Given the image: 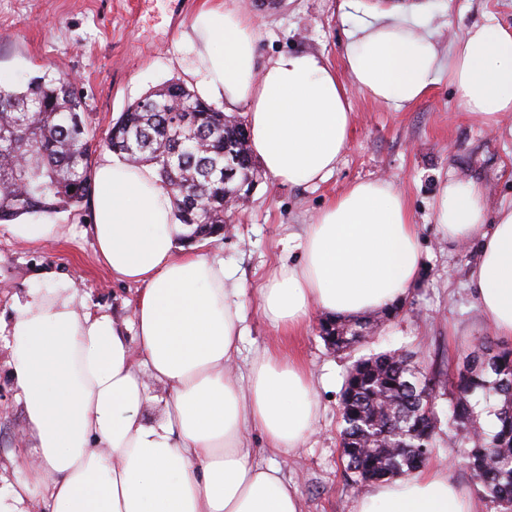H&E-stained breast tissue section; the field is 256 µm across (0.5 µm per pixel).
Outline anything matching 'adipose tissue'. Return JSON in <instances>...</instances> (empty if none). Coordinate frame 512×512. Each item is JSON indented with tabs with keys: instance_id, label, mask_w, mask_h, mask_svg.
<instances>
[{
	"instance_id": "obj_1",
	"label": "adipose tissue",
	"mask_w": 512,
	"mask_h": 512,
	"mask_svg": "<svg viewBox=\"0 0 512 512\" xmlns=\"http://www.w3.org/2000/svg\"><path fill=\"white\" fill-rule=\"evenodd\" d=\"M345 75L321 54L257 61V23L239 0H206L181 35L176 60L197 95L244 107L250 148L276 183L326 180L348 144L351 97L400 111L447 74L460 115L491 126L512 112V27L488 16L449 61L415 12L342 0ZM90 207L96 254L118 281L137 284L130 319L94 313L67 279L27 291L0 332L28 442L12 460L0 512L39 496L46 512H301L297 484L257 461L293 453L314 428L311 376L264 352L247 384L226 369L239 353L246 288L223 259L176 245L174 200L154 168L99 155ZM449 242L478 239L470 284L484 319L512 338V206L490 211L474 180H450L435 203ZM423 269L419 230L405 196L386 180L349 185L305 229L303 259L284 264L259 306L281 335L312 311L356 317L406 300ZM169 390L147 419L148 381ZM468 493L430 467L363 494L354 512H470Z\"/></svg>"
}]
</instances>
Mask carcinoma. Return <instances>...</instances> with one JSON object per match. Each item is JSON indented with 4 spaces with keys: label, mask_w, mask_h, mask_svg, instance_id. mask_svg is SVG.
<instances>
[{
    "label": "carcinoma",
    "mask_w": 512,
    "mask_h": 512,
    "mask_svg": "<svg viewBox=\"0 0 512 512\" xmlns=\"http://www.w3.org/2000/svg\"><path fill=\"white\" fill-rule=\"evenodd\" d=\"M181 111H173L174 105ZM68 76L33 77L0 84V223L23 215L79 211L92 191L94 136ZM105 147L124 161L156 168L171 193L187 238L204 241L224 232V197L253 185L254 160L246 123L171 81L129 105L112 123ZM234 165L236 183L224 184ZM324 319L321 338L336 349L361 343V332L387 322ZM449 396L448 428L466 430L458 462L480 485L479 500L496 512H512V347L492 348L481 338L455 367H427L413 352L388 351L359 359L342 390L340 447L353 485L414 474L436 449L438 416L429 391ZM484 405L498 430L476 424Z\"/></svg>",
    "instance_id": "carcinoma-1"
}]
</instances>
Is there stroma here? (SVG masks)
Instances as JSON below:
<instances>
[{
  "label": "stroma",
  "instance_id": "obj_1",
  "mask_svg": "<svg viewBox=\"0 0 512 512\" xmlns=\"http://www.w3.org/2000/svg\"><path fill=\"white\" fill-rule=\"evenodd\" d=\"M341 0H247L258 23L257 52L267 60L282 51L322 54L342 67L345 26ZM202 0H0V72L17 83L34 76L65 74L75 82L85 122L102 145L112 123L128 105L172 80H184L177 66L179 40ZM379 9L423 12L441 54H450L465 33L496 16L512 25V0H365ZM349 142L333 174L315 185H280L259 174L236 212L231 230L196 243L199 251L223 258L246 287L240 370L265 346L276 343L311 373L318 404L314 431L289 456L272 453L258 431L248 439L264 461L282 468L302 495V512H353L364 487L347 482L341 460L339 405L347 370L360 357L388 350H416L426 363L456 361L473 351L492 330L483 319L468 280L478 243L449 244L434 222L442 183L476 180L488 190L490 208L512 205V112L486 126L461 120L454 88L440 80L419 103L401 111L353 94ZM387 180L407 198L420 232L424 269L390 323L373 328L363 345L329 349L320 337L321 313L303 332L277 339L264 318L258 290L273 267L301 262L307 224L332 198L357 180ZM55 234L28 241L0 224V317L12 314V300L52 270L72 280L79 298L94 311L129 316L133 285L113 279L99 261L91 236L92 212L50 216ZM11 352L0 337V475L26 447L24 415L10 377ZM434 458L448 463L451 480L476 495L464 467L450 465L467 442L448 431V399L438 396Z\"/></svg>",
  "mask_w": 512,
  "mask_h": 512
}]
</instances>
